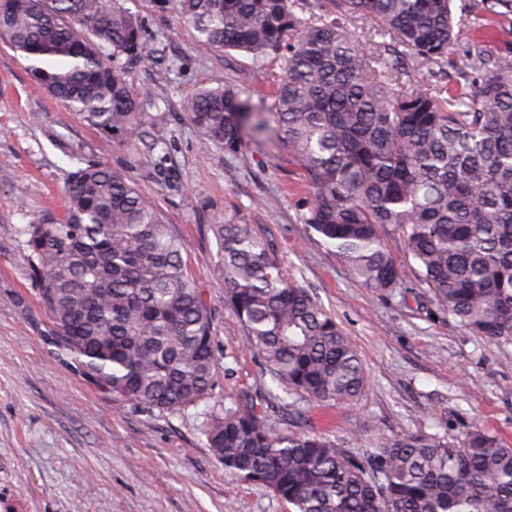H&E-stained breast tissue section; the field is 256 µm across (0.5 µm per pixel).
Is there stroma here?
Instances as JSON below:
<instances>
[{"instance_id": "obj_1", "label": "stroma", "mask_w": 512, "mask_h": 512, "mask_svg": "<svg viewBox=\"0 0 512 512\" xmlns=\"http://www.w3.org/2000/svg\"><path fill=\"white\" fill-rule=\"evenodd\" d=\"M141 21L145 63L129 70L160 142L159 165L129 176L184 242L211 310L219 362L210 396L178 412L146 410L90 384L52 339L20 230L42 210L62 211L79 160L121 168V143L104 144L31 80L28 62L0 40V512H293L268 489L225 472L203 433L212 412L242 395L265 397L275 432H316L361 453L406 432L456 438L477 426L512 445V340L465 331L425 288L375 292L357 282L301 220L307 193L293 160L251 135L238 153L200 134L186 94L231 82L268 105L280 62L199 52L172 0H118ZM458 43L476 55L512 54V11L454 0ZM254 224L290 277L337 321L366 372L347 405H319L281 386L248 349L225 298L214 225Z\"/></svg>"}]
</instances>
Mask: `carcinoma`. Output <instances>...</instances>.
Returning a JSON list of instances; mask_svg holds the SVG:
<instances>
[{
    "mask_svg": "<svg viewBox=\"0 0 512 512\" xmlns=\"http://www.w3.org/2000/svg\"><path fill=\"white\" fill-rule=\"evenodd\" d=\"M198 48L273 56L283 75L267 111L226 83L183 99L187 119L238 152L269 130L301 169L302 221L367 288H428L448 319L512 338V56L456 43L453 0H332L336 16L296 15L299 0H176ZM359 16L397 45L385 55L346 29ZM0 38L32 79L106 141L148 164L150 119L128 68L148 56L142 26L109 0H8ZM443 60L482 74L472 89L400 85L403 65ZM63 212L21 235L57 349L92 384L148 410L210 394L214 326L184 244L116 169L69 171ZM214 272L247 343L289 390L322 405L353 401L366 374L336 321L292 281L253 226L214 225ZM403 246L405 263L389 242ZM208 446L239 480L295 512H512V447L480 428L457 442L406 433L357 454L312 432L275 433L253 399L213 413Z\"/></svg>",
    "mask_w": 512,
    "mask_h": 512,
    "instance_id": "cac0c4a2",
    "label": "carcinoma"
}]
</instances>
